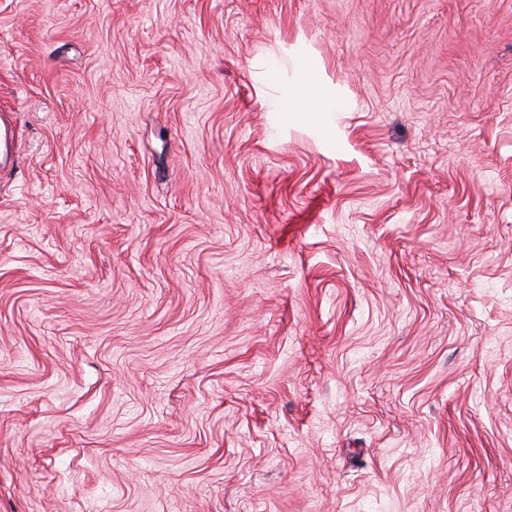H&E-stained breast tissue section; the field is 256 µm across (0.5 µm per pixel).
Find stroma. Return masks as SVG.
Instances as JSON below:
<instances>
[{
	"label": "stroma",
	"instance_id": "obj_1",
	"mask_svg": "<svg viewBox=\"0 0 512 512\" xmlns=\"http://www.w3.org/2000/svg\"><path fill=\"white\" fill-rule=\"evenodd\" d=\"M0 112V512H512V0H0Z\"/></svg>",
	"mask_w": 512,
	"mask_h": 512
}]
</instances>
